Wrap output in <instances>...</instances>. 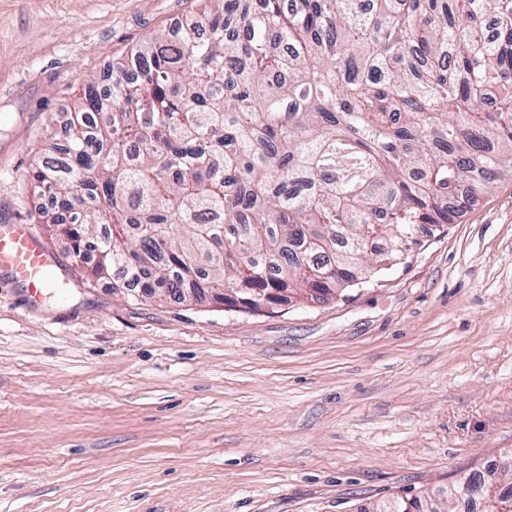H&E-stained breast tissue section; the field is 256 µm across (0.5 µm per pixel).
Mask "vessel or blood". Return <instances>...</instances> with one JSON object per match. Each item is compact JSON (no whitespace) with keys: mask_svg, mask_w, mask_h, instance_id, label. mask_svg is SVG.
<instances>
[{"mask_svg":"<svg viewBox=\"0 0 512 512\" xmlns=\"http://www.w3.org/2000/svg\"><path fill=\"white\" fill-rule=\"evenodd\" d=\"M53 265L51 254L28 225H0V269L24 285L29 304H37L49 288Z\"/></svg>","mask_w":512,"mask_h":512,"instance_id":"1","label":"vessel or blood"}]
</instances>
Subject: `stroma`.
I'll return each instance as SVG.
<instances>
[{"label": "stroma", "instance_id": "stroma-1", "mask_svg": "<svg viewBox=\"0 0 512 512\" xmlns=\"http://www.w3.org/2000/svg\"><path fill=\"white\" fill-rule=\"evenodd\" d=\"M199 0H0V224L55 260L0 275V512H359L512 450V181L329 300L258 312L87 282L31 170L90 76ZM54 260L27 224L0 225V269L27 289V300L37 304L52 280Z\"/></svg>", "mask_w": 512, "mask_h": 512}]
</instances>
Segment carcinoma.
<instances>
[{
	"label": "carcinoma",
	"mask_w": 512,
	"mask_h": 512,
	"mask_svg": "<svg viewBox=\"0 0 512 512\" xmlns=\"http://www.w3.org/2000/svg\"><path fill=\"white\" fill-rule=\"evenodd\" d=\"M86 83L31 174L97 280L324 294L373 276L512 179V0H200ZM493 21L492 32L483 28ZM499 464L463 512H512ZM438 496V497H440ZM394 496L387 512H440Z\"/></svg>",
	"instance_id": "obj_1"
}]
</instances>
